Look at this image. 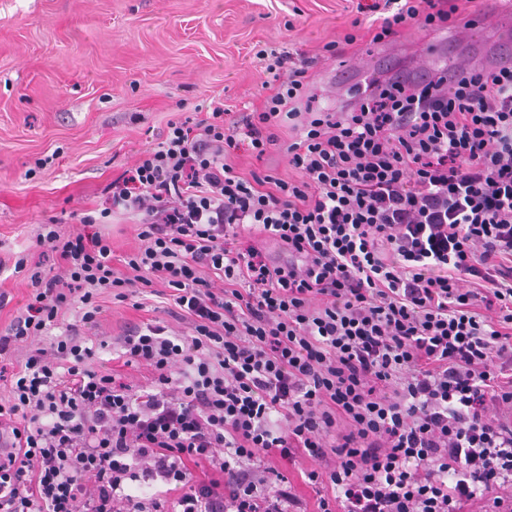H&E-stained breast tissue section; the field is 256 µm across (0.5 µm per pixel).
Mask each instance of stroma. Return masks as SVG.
<instances>
[{
  "instance_id": "obj_1",
  "label": "stroma",
  "mask_w": 512,
  "mask_h": 512,
  "mask_svg": "<svg viewBox=\"0 0 512 512\" xmlns=\"http://www.w3.org/2000/svg\"><path fill=\"white\" fill-rule=\"evenodd\" d=\"M356 0H0V329L30 290L14 257L34 247L40 225L79 227L100 209L104 189L157 143L179 113L260 107L268 76L253 52L261 44L317 55L310 90L316 105L347 100L364 73L390 76L395 65L418 76L462 59L487 65L489 52L512 51V38L465 42L474 12L450 28L411 24L373 42L353 27ZM355 32L342 55L324 53ZM154 304L105 298L96 366L147 384L148 369L124 365L100 341L131 323L164 319Z\"/></svg>"
}]
</instances>
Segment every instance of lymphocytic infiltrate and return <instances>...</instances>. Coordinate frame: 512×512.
Wrapping results in <instances>:
<instances>
[{"instance_id":"f902f5d3","label":"lymphocytic infiltrate","mask_w":512,"mask_h":512,"mask_svg":"<svg viewBox=\"0 0 512 512\" xmlns=\"http://www.w3.org/2000/svg\"><path fill=\"white\" fill-rule=\"evenodd\" d=\"M356 9L383 42L414 21L448 28L459 7ZM256 57L271 76L259 110L169 119L98 215L66 236L42 225L59 272L16 255L31 293L0 331V512H305L278 467L297 454L319 463L315 512L512 496V56L376 79L336 110L309 98L317 56ZM280 144L287 179L230 159ZM114 213L136 219L121 256L99 230ZM159 287L181 331L120 338L149 385L92 368L101 298ZM55 328L52 349L29 346Z\"/></svg>"}]
</instances>
